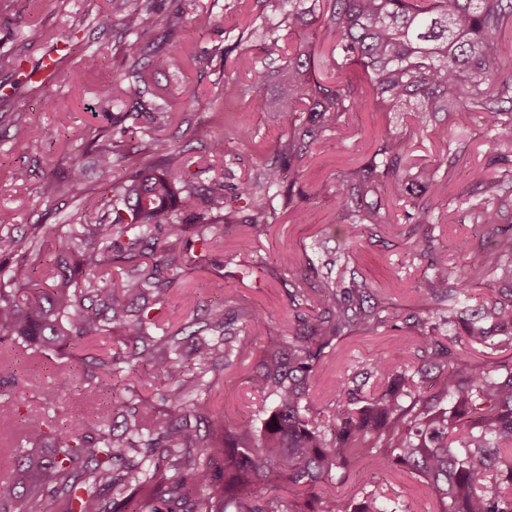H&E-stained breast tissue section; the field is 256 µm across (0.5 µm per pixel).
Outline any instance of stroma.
I'll use <instances>...</instances> for the list:
<instances>
[{"mask_svg": "<svg viewBox=\"0 0 512 512\" xmlns=\"http://www.w3.org/2000/svg\"><path fill=\"white\" fill-rule=\"evenodd\" d=\"M153 13L180 11L189 23L170 38L167 53L151 57L152 88L161 95L164 109L160 123L150 124L132 113V101L108 103L103 92L115 75L128 65L124 56L127 37L114 22L111 0H0V216L24 228L30 224L62 225L80 229L101 219L94 203L106 192L96 169L88 165V144L96 135L112 139L122 153L120 165L139 163L145 146L155 137L172 138L181 152L180 162L189 164L192 185L200 195L226 184L245 181L252 160L237 141H227L223 154H211L204 142L195 140L196 126L207 125L216 135L225 127L244 131L254 145L274 150L281 128L274 113L253 110L250 97L241 89L243 73L224 66V48L235 45L241 60L260 66L257 37L251 36L253 22L262 12L260 0H147ZM76 31L77 44L65 36ZM101 53L97 67H87L83 52ZM57 54L55 74L43 79L38 71L41 59ZM53 109H45V99ZM33 127L37 136L19 150L12 139V122ZM407 134L408 126L398 112H361L352 127L327 131L317 151L305 159L306 176L314 198L303 204V217L279 211L275 223L252 226L234 224L221 241L210 249L190 245L197 254L168 290L164 299V333L181 330L192 319L205 318L209 309L221 306L227 312L245 307L265 318L262 335L236 338L220 372L189 373L200 377L199 398L212 411L232 420L248 421L261 431L275 401L252 389L248 377L267 337L292 335L295 329L289 309L288 289L292 275L288 262H306L310 277L323 275L326 254L342 246L351 230L339 223L336 200L329 185L336 171L360 163L375 138L386 127ZM455 136L467 140L471 151L448 174V197L437 202L441 211H456L462 194L470 186V173L487 151L485 130L480 122L455 128ZM85 164L84 178L70 193L47 197L45 186L66 172L72 162ZM28 172L26 181L11 178L14 169ZM399 225L387 226L383 241L363 243L353 252L349 266L379 288L399 311L414 305L422 271L410 265L398 235ZM195 297L186 308L183 292ZM410 328L382 327L360 331L338 341L319 367L311 391L312 410L331 411L339 398L341 382L355 380L361 395L381 385L365 371L375 360L404 350L405 364L417 370L421 360L412 344ZM67 359L47 364L20 357L17 367L39 382L29 394L31 410L55 415L57 420L93 415L97 410L96 382L82 379L78 387L64 391L60 374ZM383 496L393 512H438L439 505L427 486L414 474L395 467L378 474L371 485L358 476L344 482L332 481L316 487L318 494L348 500H362L367 491Z\"/></svg>", "mask_w": 512, "mask_h": 512, "instance_id": "obj_1", "label": "stroma"}]
</instances>
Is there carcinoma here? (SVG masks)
<instances>
[{"instance_id":"1","label":"carcinoma","mask_w":512,"mask_h":512,"mask_svg":"<svg viewBox=\"0 0 512 512\" xmlns=\"http://www.w3.org/2000/svg\"><path fill=\"white\" fill-rule=\"evenodd\" d=\"M265 7L260 51L266 64L252 69L247 91L257 111L277 104L279 147L270 158H256L247 181L213 191L208 203L224 211V223L196 225L197 241L213 246L235 220L274 223L277 197L284 208L311 200L303 160L329 126L344 130L372 109L406 112L413 137L440 145V161H419L409 140L389 130L366 160L336 173L332 188L340 222L351 229L347 249L392 223L391 204L405 205L399 236L425 287L403 316L345 263L319 286L302 270L292 271L290 306L312 314L297 318L292 336L268 341L251 371L253 388L277 404L265 434L255 435L244 421L216 418L203 401L186 397L190 364L224 361L234 321H244L248 336L260 335L265 321L249 310L227 318L215 309L207 328L222 338H200L189 353L178 336L157 335L155 305L192 260L181 216L195 209L200 195L187 189L189 166L176 162L175 141H152L155 160L124 177L113 143L98 141L95 164L112 186L98 204L112 219L79 234L56 229L51 270L37 272L43 225L19 235L0 218V257H8L0 261V381L8 386L0 392V416L19 421L25 447L0 448L11 465L0 512H384L372 491L358 504L327 497L318 508L309 493L287 505L279 491L284 482L311 490L353 472L369 484L394 465L423 479L439 512H512V365L454 361L439 338V320L453 324L464 300L474 302L473 314L460 321L455 342L512 345V292H487L499 280L512 283V57L506 53L512 0H265ZM112 14L130 36L125 56L131 64L103 96L139 100L149 84L142 60L168 50L164 40L147 49L139 32L148 24L166 34L182 18H147L131 0H112ZM318 22L329 51L286 45L282 31ZM473 120L489 132L485 164L471 171L464 200L474 239L458 245L462 262L450 263L435 236L446 215L428 203L447 198L448 172L466 154L452 128ZM194 133L213 153H224V138L209 127ZM83 176L75 161L45 191L68 193ZM399 321L415 332L417 349L431 352L428 369L408 373L397 351L369 368L382 382L377 392L358 398L340 385L336 411L326 418L305 406L334 342ZM115 330L121 345L100 350L96 342ZM19 345L48 360L83 347L63 373V387L71 389L90 371L99 406L122 416L123 428L109 426L102 415L59 425L22 412L38 384L6 355ZM127 371L161 377L166 402L125 396L114 379ZM16 487L22 494L11 493Z\"/></svg>"}]
</instances>
